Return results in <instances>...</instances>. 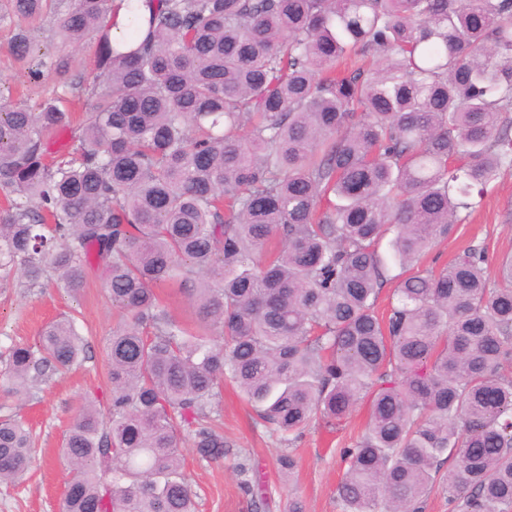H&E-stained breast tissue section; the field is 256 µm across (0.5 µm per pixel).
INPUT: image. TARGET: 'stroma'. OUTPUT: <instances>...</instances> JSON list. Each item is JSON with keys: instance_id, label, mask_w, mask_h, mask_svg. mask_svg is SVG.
I'll use <instances>...</instances> for the list:
<instances>
[{"instance_id": "stroma-1", "label": "stroma", "mask_w": 512, "mask_h": 512, "mask_svg": "<svg viewBox=\"0 0 512 512\" xmlns=\"http://www.w3.org/2000/svg\"><path fill=\"white\" fill-rule=\"evenodd\" d=\"M26 31L39 57L64 59L74 74L90 73L95 46L72 47L57 33V15L41 20L0 23V97L9 104L37 108L55 87L52 76L31 75L38 59L16 60L11 40ZM485 242L490 258L512 253V172L492 182L479 208L459 224L447 242L436 246L422 261L424 267L442 268L469 240ZM75 317L86 354L67 372L53 374L39 383L25 401L0 391V419L17 417L29 427L36 450L35 462L23 479L0 483V512H59L70 478L60 455L66 432L82 397H109L107 365L102 347L117 318L102 284L99 270H91L84 291L70 296L47 281L32 285L16 277L0 280V370L10 346L36 344L40 332L60 315ZM219 424L229 452L221 461L185 455V471L196 495L197 512H248L250 497L235 474L240 456L259 463L272 488L269 512H287L289 495L303 500L305 512H341L337 487L346 470L343 449L363 434L368 419L357 408L334 427L312 424L292 445L297 466L292 477H282L276 459L284 450L278 434L265 427L239 389L225 386L217 404Z\"/></svg>"}]
</instances>
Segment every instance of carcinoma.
<instances>
[{"label": "carcinoma", "mask_w": 512, "mask_h": 512, "mask_svg": "<svg viewBox=\"0 0 512 512\" xmlns=\"http://www.w3.org/2000/svg\"><path fill=\"white\" fill-rule=\"evenodd\" d=\"M56 2L63 43L95 40L97 73L44 61L58 92L0 106V279L51 272L78 294L96 267L120 316L110 397L64 439L60 512H195L183 444L224 459L225 380L289 442L368 406L342 512H422L436 488L459 512H512V255L493 279L475 244L419 265L512 171V0H7L0 22ZM12 53H33L26 33ZM83 351L58 318L11 348L0 389L24 399ZM32 461L23 421L0 419V481ZM236 471L267 507L252 460ZM159 292L172 315L185 323L193 324L195 320L194 309L185 295L180 294L174 288H162Z\"/></svg>", "instance_id": "cac0c4a2"}]
</instances>
